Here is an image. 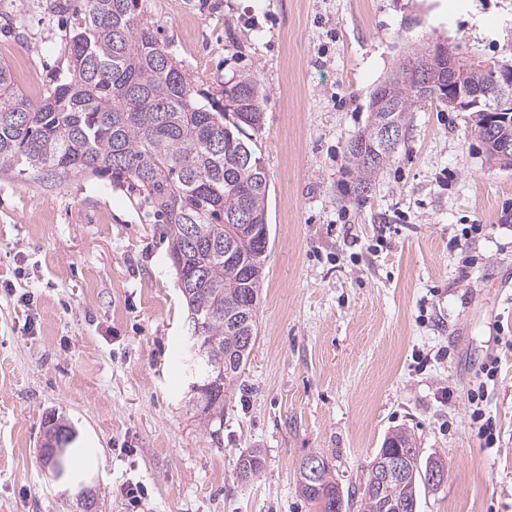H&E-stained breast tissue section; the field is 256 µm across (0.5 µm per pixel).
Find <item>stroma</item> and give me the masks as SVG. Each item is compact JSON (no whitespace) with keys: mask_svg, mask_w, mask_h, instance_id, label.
<instances>
[{"mask_svg":"<svg viewBox=\"0 0 512 512\" xmlns=\"http://www.w3.org/2000/svg\"><path fill=\"white\" fill-rule=\"evenodd\" d=\"M77 0H0V63L46 95ZM199 90L256 73L270 184L258 338L211 436L175 361L187 307L138 192L90 173L0 167V512H320L299 461L327 453L346 493L393 429L447 477L418 512H512V168L471 115L417 106L363 202L344 156L399 58L435 44L512 64V0H146ZM496 363L480 405L470 399ZM481 408L497 444L473 424ZM102 459L54 479L43 422ZM266 465L242 482L241 453ZM141 483L131 510L120 486Z\"/></svg>","mask_w":512,"mask_h":512,"instance_id":"1","label":"stroma"}]
</instances>
